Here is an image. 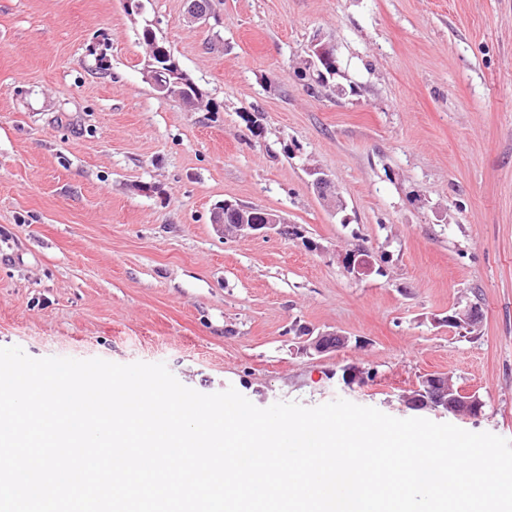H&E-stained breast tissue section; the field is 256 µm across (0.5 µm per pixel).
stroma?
Here are the masks:
<instances>
[{
	"mask_svg": "<svg viewBox=\"0 0 512 512\" xmlns=\"http://www.w3.org/2000/svg\"><path fill=\"white\" fill-rule=\"evenodd\" d=\"M144 4L0 0V347L402 419L443 372L484 402L457 427L512 439V0ZM148 22L208 108L144 81ZM316 39L337 69L312 91ZM227 200L301 234L224 237ZM471 305L479 328L441 325ZM301 325L349 341L303 354ZM352 365L373 381L344 389ZM309 175L313 177L311 184L317 191V195L325 201H328L329 203L336 204V209L339 208V206L343 205L342 200L336 195L335 191V184L331 178L327 174H325L320 169H308ZM336 197V201L335 198ZM372 257L371 251L362 246L349 253L341 254L339 259L347 271L367 276L375 271Z\"/></svg>",
	"mask_w": 512,
	"mask_h": 512,
	"instance_id": "obj_1",
	"label": "stroma"
}]
</instances>
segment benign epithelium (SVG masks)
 I'll list each match as a JSON object with an SVG mask.
<instances>
[{
	"label": "benign epithelium",
	"mask_w": 512,
	"mask_h": 512,
	"mask_svg": "<svg viewBox=\"0 0 512 512\" xmlns=\"http://www.w3.org/2000/svg\"><path fill=\"white\" fill-rule=\"evenodd\" d=\"M310 66L314 67L320 60L334 57V48L318 40L311 44ZM143 78L159 91L169 95L179 93L178 86L186 82V73L179 67H168L164 71L152 66V61H147L143 69ZM312 177L311 184L317 191V195L336 206L343 205L341 199L336 197L335 184L323 171L313 168L309 170ZM212 223L224 225V230L238 235L253 236L276 233L284 236H297L300 230L296 226L288 225V221L274 211L259 207L251 208L247 220L241 224L224 223V212L216 210ZM343 267L358 275H369L375 271V265L371 251L366 247H359L349 253L340 255ZM441 323L450 328H465L473 330L480 324V311L476 306L456 309L441 320ZM347 342V337L338 332L320 333L315 337H307L304 350H312L316 353H324L342 348ZM373 378V372L358 366H349L343 369L342 381L344 386L352 389L354 386H363ZM404 403L411 410L431 409L457 419L475 418L481 415L484 402L474 393L466 392L456 387L446 373H430L422 378L419 385L411 393L405 395Z\"/></svg>",
	"instance_id": "1"
}]
</instances>
